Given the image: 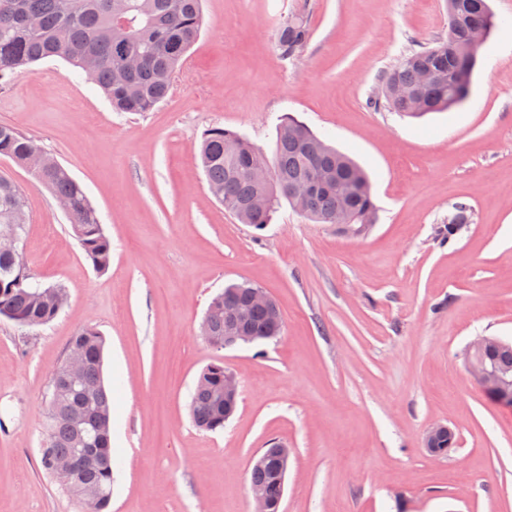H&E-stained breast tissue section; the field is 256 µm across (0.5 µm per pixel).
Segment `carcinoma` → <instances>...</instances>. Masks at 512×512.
Instances as JSON below:
<instances>
[{"instance_id":"1","label":"carcinoma","mask_w":512,"mask_h":512,"mask_svg":"<svg viewBox=\"0 0 512 512\" xmlns=\"http://www.w3.org/2000/svg\"><path fill=\"white\" fill-rule=\"evenodd\" d=\"M456 35L430 47L402 56L381 79V91L370 101L412 118L451 110L469 96L478 52L462 47L475 28L493 32L498 20L488 0H456ZM202 0H0V81L49 57L73 63L99 86L118 112H149L164 101L173 79L200 34ZM310 38L307 18L295 14L276 33V51L283 61L300 56ZM137 66L124 64V56ZM40 150L34 140L9 124H0V157L27 166ZM261 150L247 138L222 126L207 129L197 158L211 194L241 223L257 229L271 222L283 202L317 224L336 221V211L346 210L353 224H373L377 206L368 173L353 159L329 146L291 115L281 116L275 153L270 165L274 182H258L250 167L260 162ZM66 209L74 236L87 259L106 270L112 240L105 233L82 186L64 166L33 172ZM314 177L324 183L316 194L288 197L280 182H302ZM25 199L18 185L0 176V236L14 223ZM468 221L467 207L458 206L448 224L439 230L452 236ZM248 285L231 284L212 298L205 313L209 341L224 342V296L250 307L248 335L256 340L278 336L281 330L269 309L251 305ZM67 301L61 287H43L32 281L23 258L0 250V316L19 326H43L60 313ZM70 345L83 355L79 382L61 386L46 403L42 469L53 473L55 458L76 460L92 446L98 460L80 465V482L66 487L80 505V512H106L112 497V448L110 421L112 393L106 387L102 366L104 339L93 328L75 332ZM482 358L512 374V343L487 350ZM195 425L203 431L224 428V364L207 366L199 375L190 403ZM88 485L99 496L87 500L80 488ZM275 501L279 487L274 470L254 469L249 492Z\"/></svg>"}]
</instances>
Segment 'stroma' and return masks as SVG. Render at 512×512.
Segmentation results:
<instances>
[{"instance_id": "obj_1", "label": "stroma", "mask_w": 512, "mask_h": 512, "mask_svg": "<svg viewBox=\"0 0 512 512\" xmlns=\"http://www.w3.org/2000/svg\"><path fill=\"white\" fill-rule=\"evenodd\" d=\"M490 5L499 25L467 100L421 119L369 100L402 55L447 37L445 0H203L200 37L149 112L114 111L60 58L0 84V122L70 171L112 240L96 271L53 195L0 157L26 197L31 276L68 292L46 325L0 318V512H78L39 448L50 377L85 326L105 339L112 389L110 512H252L251 461L273 440L292 451L285 512H512V410L464 363L475 337L512 343V0ZM301 10L310 39L282 61L276 30ZM286 113L369 172L379 212L365 235L287 206L258 230L211 195L205 130L270 156ZM460 204L469 223L440 240ZM231 283L277 301L281 336L200 337ZM218 360L238 408L202 432L189 403ZM436 423L455 434L448 454L425 446Z\"/></svg>"}]
</instances>
